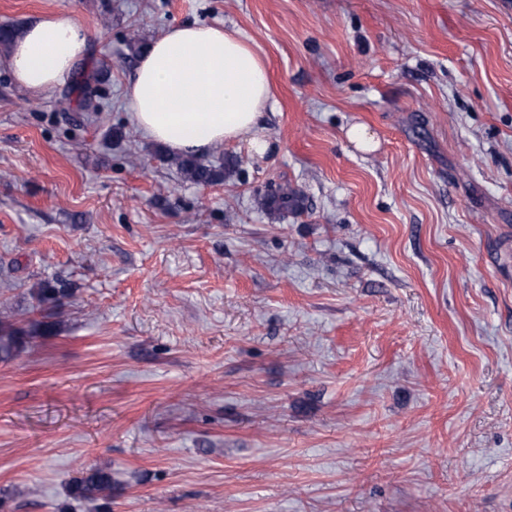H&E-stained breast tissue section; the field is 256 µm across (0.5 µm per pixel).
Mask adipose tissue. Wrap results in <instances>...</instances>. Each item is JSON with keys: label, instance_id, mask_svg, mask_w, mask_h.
<instances>
[{"label": "adipose tissue", "instance_id": "adipose-tissue-1", "mask_svg": "<svg viewBox=\"0 0 512 512\" xmlns=\"http://www.w3.org/2000/svg\"><path fill=\"white\" fill-rule=\"evenodd\" d=\"M88 54V37L69 12L40 16L17 32L1 63L31 99L62 85ZM272 97L266 65L248 40L216 26L179 25L139 57L126 98L146 136L171 153L204 156L229 141L257 153L256 131Z\"/></svg>", "mask_w": 512, "mask_h": 512}]
</instances>
